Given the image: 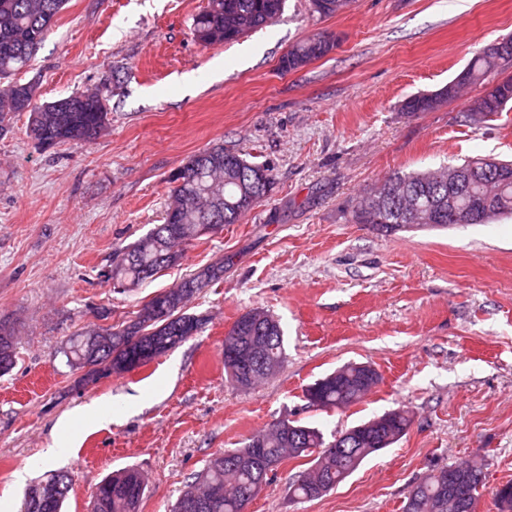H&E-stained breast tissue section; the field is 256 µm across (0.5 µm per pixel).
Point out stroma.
I'll list each match as a JSON object with an SVG mask.
<instances>
[{
	"label": "stroma",
	"instance_id": "1",
	"mask_svg": "<svg viewBox=\"0 0 512 512\" xmlns=\"http://www.w3.org/2000/svg\"><path fill=\"white\" fill-rule=\"evenodd\" d=\"M207 0H68L21 81L39 102L101 89L105 133L40 150L17 115L0 136V321L19 338L0 376V512L27 484L72 475L65 512H92L109 473L148 477L141 512H170L189 477L281 418L346 430L404 408L407 434L327 495L289 498L302 460L283 463L250 512H401L428 469L488 455L476 512L512 482V219L384 234L348 220L349 199L391 173L470 157H512V110L471 128L469 99L409 114L485 47L512 36V0H354L321 17L286 0L270 26L202 47ZM328 35L321 59L284 72L292 45ZM268 164L275 183L239 223L185 247L181 263L131 292L100 278L115 248L162 223L171 176L213 144ZM223 264L189 302L203 329L148 365L78 385L61 353L97 322L133 319L154 295ZM253 308L276 316L287 360L265 383L224 372L226 331ZM346 363L380 382L347 409L310 407L304 389ZM111 400L108 422L90 411ZM29 468L26 485L14 474Z\"/></svg>",
	"mask_w": 512,
	"mask_h": 512
}]
</instances>
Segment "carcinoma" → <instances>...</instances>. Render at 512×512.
Wrapping results in <instances>:
<instances>
[{"label":"carcinoma","mask_w":512,"mask_h":512,"mask_svg":"<svg viewBox=\"0 0 512 512\" xmlns=\"http://www.w3.org/2000/svg\"><path fill=\"white\" fill-rule=\"evenodd\" d=\"M286 0H208L207 6L193 18V34L208 46L235 42L244 35L266 27L283 12ZM353 0H311L313 12L331 17L346 11ZM66 0H0V80L7 81L0 90V135L7 133L12 119L23 105L15 98V76L31 66L36 50L32 48L48 18L57 16ZM324 37L315 36L294 46L281 61L289 62V70L325 56ZM512 57L505 59L483 52L434 94L407 98L403 110L415 114L431 112L444 101L461 96L471 85L485 84L483 95L470 101L463 112L464 122L479 126L498 116L512 102ZM77 102L69 112H58L54 102L39 103L26 99L31 107L29 120L38 131L41 145L54 148L60 144H86L95 140L108 123L107 99L98 92L73 94ZM484 158L474 157L455 166L430 167L419 171L395 173L384 183L368 188L348 202L344 212L354 224L375 223L376 212L388 215L387 223L379 228L387 233L413 231L423 228H446L455 223L448 213H462L482 200L491 201L478 213L476 224H486L495 218L512 217V181L506 183L488 178L472 180L452 194L448 188L462 180V171L481 168ZM184 185L171 190L176 199L187 192H203L216 186L218 195L201 208L183 205L180 212L167 211L165 221L155 225L132 244L114 252L112 264L104 274L106 280L119 283L131 291L150 282L165 267L180 263L184 256L185 239H200L216 232L226 224H237L266 198L267 188L273 187V170L263 163L252 162L239 152L227 150L222 144L191 155L179 168ZM224 265L208 266L164 290L143 304L134 319L118 325L91 327L72 336L63 348L68 366L84 371L82 381H96L116 373L113 367L85 369L86 358L111 360V364L128 362L142 367L149 342L161 343L172 335L177 325L190 324L201 329L203 319L186 312L189 298L222 278ZM163 301L167 307L168 326L152 316L153 305ZM248 314H242L224 336V346L248 335ZM264 357L267 363L281 368L285 358L283 330L277 319L266 328ZM14 329L0 323V373L9 372L16 363ZM345 375L338 379L328 373L304 390L308 404L320 409L348 408L359 403L377 381H363L361 371L353 364L342 366ZM412 419L409 412L398 408L390 411L388 445L398 442L408 432ZM301 427V444L291 445L275 429L267 430L261 447L254 448L251 438L242 446L212 455L205 466L193 474L184 486L179 499L210 502L206 512H245L248 501L255 500L270 484L267 469L287 460L307 458L309 467L299 472L289 487L290 499L307 501L322 497L352 475L366 460L378 455L383 448L361 442L336 446V437L325 438L316 427L297 423ZM466 475L475 477L471 486V506H476L480 488L484 486L486 463L473 459L458 464ZM66 474L59 470L51 474L52 483ZM65 479V478H63ZM72 487V479L63 482L59 498L43 512H62ZM146 490L141 471L133 466L118 470L103 479L95 491L96 512H139ZM401 512H455L444 493L440 470L429 469L418 479L402 503Z\"/></svg>","instance_id":"1"}]
</instances>
